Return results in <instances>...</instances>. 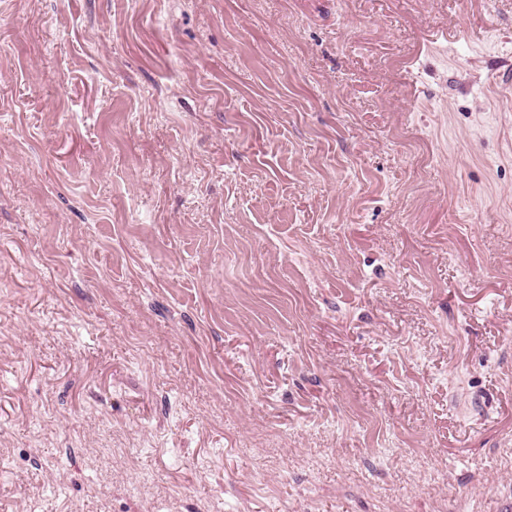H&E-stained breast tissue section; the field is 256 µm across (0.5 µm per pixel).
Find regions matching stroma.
I'll return each mask as SVG.
<instances>
[{
    "label": "stroma",
    "instance_id": "1",
    "mask_svg": "<svg viewBox=\"0 0 512 512\" xmlns=\"http://www.w3.org/2000/svg\"><path fill=\"white\" fill-rule=\"evenodd\" d=\"M512 0H0V512H507Z\"/></svg>",
    "mask_w": 512,
    "mask_h": 512
}]
</instances>
